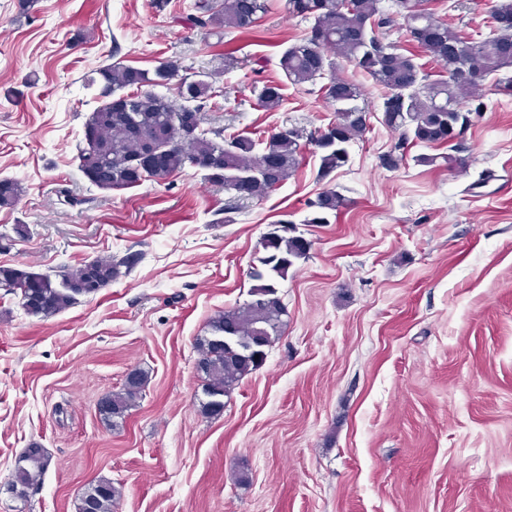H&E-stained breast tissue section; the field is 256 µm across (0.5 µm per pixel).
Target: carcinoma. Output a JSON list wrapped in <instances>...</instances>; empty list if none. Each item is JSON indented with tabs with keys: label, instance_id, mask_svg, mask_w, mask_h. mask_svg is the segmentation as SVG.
Here are the masks:
<instances>
[{
	"label": "carcinoma",
	"instance_id": "1",
	"mask_svg": "<svg viewBox=\"0 0 512 512\" xmlns=\"http://www.w3.org/2000/svg\"><path fill=\"white\" fill-rule=\"evenodd\" d=\"M319 8L301 20L310 23L308 32L286 47L280 57L285 78L295 85L329 81L319 91L335 106L336 118L325 127L310 133L309 142L320 153V175L346 166L349 147L363 137L366 111L357 104L358 86L336 75L339 63L351 64L355 71L369 76L386 89L382 112L384 123L398 133L393 147L381 156V164L395 168L404 160L408 143L448 144L456 140L467 116L461 100L470 92L494 80L497 90L512 92V57L504 56L497 44L512 45V0H499L491 12L489 33L466 37L453 26L437 22L428 12L418 9L417 0H402V15L412 39L432 56L439 70L435 78L424 74L413 53L404 54L392 42H386L376 29L389 26L394 18L380 7L381 0H316ZM199 15L193 17L202 27L226 30H250L257 18H248L239 10V0H197ZM479 71L476 80H456L466 67ZM101 104L94 110L86 127L93 129L97 141L80 149V167L90 183L102 190L129 188L136 185L130 178L134 161L142 157L144 144L156 140L166 148V167L156 178L180 173L187 167L205 172V178L224 184L234 192V181L243 172L274 160L270 174L254 178L252 197L266 196L284 183L300 164L302 147L297 131L290 128L254 140L248 136H224V131L198 127L192 134L182 133L174 118L179 112H194L203 122L209 102L222 96V90L204 80L179 79L178 100L151 91L167 86L175 79V69L162 63L153 71L142 70L115 61L99 70ZM129 106L112 108L109 96H120L125 89ZM282 102L281 88L270 83L256 93V105L272 110ZM112 169V182L96 180L98 171ZM345 205V198L328 190L309 202L310 213L302 223L328 224ZM296 223L281 220L259 242L257 263L251 266L253 281L243 304L211 318L208 334L196 338L204 379L203 394L207 401L202 409L209 415L224 410V398L231 395L242 377L258 369L266 359V348L281 336L286 307L278 294V282L287 278L296 260L307 256ZM143 253L129 251L119 259H96L91 267L72 284L45 282L29 288L37 274L13 267L0 266V286L22 290V306L33 317L58 314L76 303L77 297L98 292L101 288L129 274L142 260ZM133 386L122 385L104 399L102 419L116 423L137 407L143 397L146 373L138 369ZM49 465L44 449L27 448L15 461L11 485L30 489L37 476ZM119 490L109 479L88 485L78 512H113Z\"/></svg>",
	"mask_w": 512,
	"mask_h": 512
}]
</instances>
